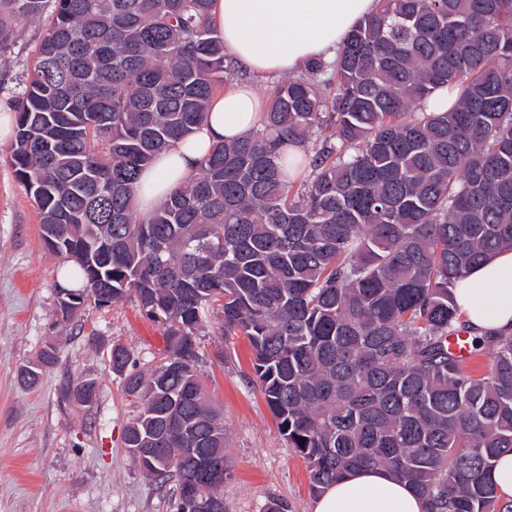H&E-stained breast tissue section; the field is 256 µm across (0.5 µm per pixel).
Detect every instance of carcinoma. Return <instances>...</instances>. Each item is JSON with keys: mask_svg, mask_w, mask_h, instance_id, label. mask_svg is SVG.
Wrapping results in <instances>:
<instances>
[{"mask_svg": "<svg viewBox=\"0 0 512 512\" xmlns=\"http://www.w3.org/2000/svg\"><path fill=\"white\" fill-rule=\"evenodd\" d=\"M214 0H0V46L50 12L15 105L10 163L42 240L87 301L132 297L166 325L151 374L112 344V371L143 398L123 443L147 476L223 499L224 420L206 401L196 336L220 306L314 493L384 468L428 512H512L491 480L512 453V335L473 336L455 282L512 249V0H377L331 61L277 82L257 128L214 145L151 211L142 170L208 116L234 75ZM448 92V109L426 111ZM297 147L304 148L298 156ZM306 179L298 181L303 172ZM490 359L474 376L448 344ZM56 360L45 343L27 386ZM97 391L78 379L62 391Z\"/></svg>", "mask_w": 512, "mask_h": 512, "instance_id": "1", "label": "carcinoma"}]
</instances>
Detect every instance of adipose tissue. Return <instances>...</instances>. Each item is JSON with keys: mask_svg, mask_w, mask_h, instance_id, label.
Masks as SVG:
<instances>
[{"mask_svg": "<svg viewBox=\"0 0 512 512\" xmlns=\"http://www.w3.org/2000/svg\"><path fill=\"white\" fill-rule=\"evenodd\" d=\"M376 0H214L224 48L257 75L300 71L332 60L353 26L375 12ZM262 103L252 86L233 85L212 98L195 133L163 152L140 176L139 211H150L189 177L213 144L256 127ZM453 298L471 334H512V250L494 253L457 280ZM313 512H426L404 480L382 468L348 472L326 486Z\"/></svg>", "mask_w": 512, "mask_h": 512, "instance_id": "obj_1", "label": "adipose tissue"}]
</instances>
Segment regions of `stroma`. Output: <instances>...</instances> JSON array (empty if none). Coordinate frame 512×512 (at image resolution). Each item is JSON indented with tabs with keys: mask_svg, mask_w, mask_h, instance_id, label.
Returning a JSON list of instances; mask_svg holds the SVG:
<instances>
[{
	"mask_svg": "<svg viewBox=\"0 0 512 512\" xmlns=\"http://www.w3.org/2000/svg\"><path fill=\"white\" fill-rule=\"evenodd\" d=\"M47 24L19 22L0 48L1 108H14ZM10 146L0 141V512H175V481L161 487L146 478L123 444L142 398L125 391L110 363V348L119 343L134 352L140 370L155 368L166 353L165 329L129 299L85 303L66 328L54 327L59 259L41 240V218L9 164ZM221 320L213 312L198 339V371L228 436L226 510L263 512L275 499L285 512H312L306 465L247 382L251 347L242 336L224 340ZM48 341L56 363L38 387H22L18 369ZM80 378L97 382L92 406L61 396Z\"/></svg>",
	"mask_w": 512,
	"mask_h": 512,
	"instance_id": "stroma-1",
	"label": "stroma"
}]
</instances>
